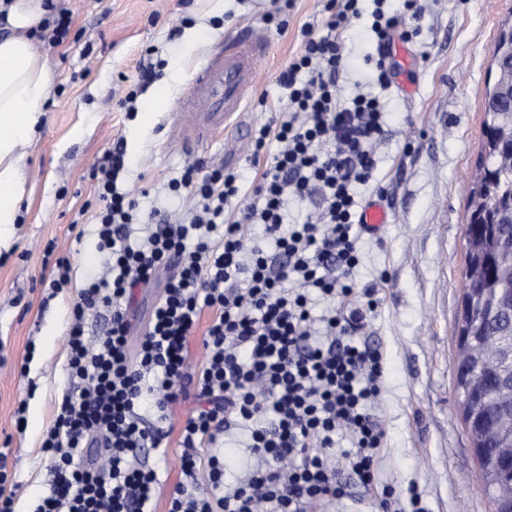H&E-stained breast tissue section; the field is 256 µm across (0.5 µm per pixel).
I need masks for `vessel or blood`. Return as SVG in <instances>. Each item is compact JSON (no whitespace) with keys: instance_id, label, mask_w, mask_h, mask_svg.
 <instances>
[{"instance_id":"b4317fda","label":"vessel or blood","mask_w":512,"mask_h":512,"mask_svg":"<svg viewBox=\"0 0 512 512\" xmlns=\"http://www.w3.org/2000/svg\"><path fill=\"white\" fill-rule=\"evenodd\" d=\"M265 54L264 38L252 33L208 57L178 108L175 129L181 143H201L219 129L243 126L242 108Z\"/></svg>"}]
</instances>
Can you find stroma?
Returning <instances> with one entry per match:
<instances>
[{
    "label": "stroma",
    "instance_id": "35a3bbf8",
    "mask_svg": "<svg viewBox=\"0 0 512 512\" xmlns=\"http://www.w3.org/2000/svg\"><path fill=\"white\" fill-rule=\"evenodd\" d=\"M324 5L294 0L276 15L270 0H58L59 8L72 12L66 39L58 45L36 34L56 83L23 161L22 221L12 225L8 246L0 250V444L12 450L7 471L18 512H32L49 488V463L40 446L73 388L65 370L68 314L88 274L104 261L92 163L122 144L121 188L137 198L140 213L169 210L186 221L192 218L190 203L173 197L168 184L187 166L221 165L250 185L254 171L247 149L255 133L284 110L278 76L300 53L302 28L323 34ZM422 5L417 29L403 44L410 64L395 70L388 87L373 79L380 51L371 30L379 8L374 0H361L359 17L341 35V100L370 94L384 110L376 168L359 197L374 201L378 188H385L391 214L389 224L358 242L354 281L360 290L375 287L378 307L354 336L383 357L374 410L386 433L383 482L401 495L416 489L427 512H492L458 409L453 354L491 48L498 28L512 20V0ZM247 28L263 31L267 54L247 105L243 153L225 157L220 135L183 147L171 122L194 70ZM190 29L204 34L191 52L185 49ZM145 58L154 82L139 85L130 112L122 100ZM157 83L165 84L169 105L146 122L142 114ZM51 242L72 263L69 283L56 294L42 282L44 248ZM22 402L26 425L20 430L16 409Z\"/></svg>",
    "mask_w": 512,
    "mask_h": 512
}]
</instances>
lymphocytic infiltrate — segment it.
Wrapping results in <instances>:
<instances>
[{"instance_id":"f902f5d3","label":"lymphocytic infiltrate","mask_w":512,"mask_h":512,"mask_svg":"<svg viewBox=\"0 0 512 512\" xmlns=\"http://www.w3.org/2000/svg\"><path fill=\"white\" fill-rule=\"evenodd\" d=\"M359 0H328L326 32L307 36L280 73L288 92L281 120L259 130L249 162L260 170L250 191L240 176L192 166L172 181L194 215L182 222L153 211L131 242L139 203L117 189L122 147L90 169L102 268L72 309L66 369L79 384L63 399L41 451L52 480L34 512H150L160 483L143 455L167 456L171 407L193 398L181 427L183 481L167 512H327L349 471L378 491L384 512H424L417 493L402 498L379 479L385 432L373 408L383 375L379 350L351 337L377 307L374 289L354 301L353 271L363 214L357 189L376 165L382 132L376 98L342 103L340 32ZM309 201L302 223L286 226L289 198ZM263 225L264 243L251 240ZM162 283L139 337H132L134 288ZM337 301L347 317L312 330V299ZM107 311L96 337L88 317ZM204 361L188 366L189 338L202 311ZM244 435V476L231 480L224 441ZM349 447H341V440Z\"/></svg>"}]
</instances>
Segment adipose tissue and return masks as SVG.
Here are the masks:
<instances>
[{"label": "adipose tissue", "mask_w": 512, "mask_h": 512, "mask_svg": "<svg viewBox=\"0 0 512 512\" xmlns=\"http://www.w3.org/2000/svg\"><path fill=\"white\" fill-rule=\"evenodd\" d=\"M48 18L45 0H0V246L6 225L20 221L22 161L55 82L35 44Z\"/></svg>", "instance_id": "ef3b65f1"}]
</instances>
